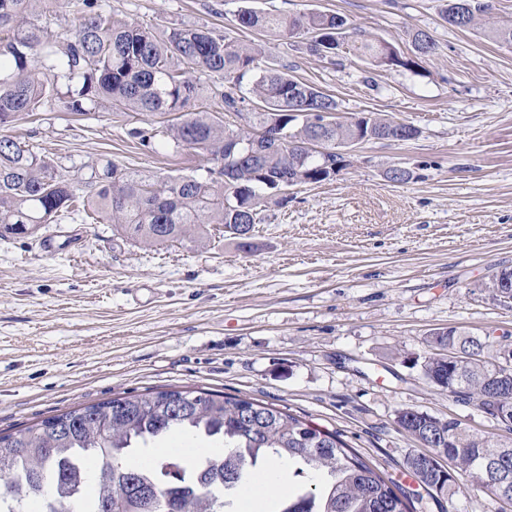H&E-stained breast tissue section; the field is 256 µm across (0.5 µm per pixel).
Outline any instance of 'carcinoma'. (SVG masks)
<instances>
[{
    "mask_svg": "<svg viewBox=\"0 0 512 512\" xmlns=\"http://www.w3.org/2000/svg\"><path fill=\"white\" fill-rule=\"evenodd\" d=\"M39 0H0V236L33 234L76 212L85 222L118 225L130 239L150 245L194 239L205 224L260 222L263 193L276 194L283 182L317 184L331 169L346 167L341 151L368 141H408L419 130L374 113L337 117L339 104L320 88L297 80L284 61H272L260 45H244L206 26L173 24L162 32L122 21L83 0L84 9L62 33L40 22ZM493 0H443L441 19L468 29L492 11ZM237 25L279 41L300 39L307 50L336 64L343 47L374 68L413 70L435 53L423 30L411 35L406 56L385 39L349 26L326 11L293 15L245 7ZM234 82L226 90L203 88L195 71ZM251 76L247 86L243 79ZM206 97L214 109L199 110ZM56 98L85 114L100 99L130 112L172 114L158 130L134 127L143 144L164 135L199 151L210 167L206 176H169L149 182L107 163L78 196L50 159L12 134L21 114L42 111ZM247 114L230 127L217 116ZM432 352L423 375L465 405L497 416L512 412V377L499 374L503 344L462 327L430 334ZM454 347L453 361L442 351ZM195 402L173 416L167 398ZM259 413L247 416L243 405ZM438 418L412 408L396 423L416 440L455 462L447 470L425 455L407 460L429 489L452 499L458 476L480 491L512 500V442L457 430L449 418L447 441L432 440ZM179 432L220 445L187 462L156 451L152 462L136 453ZM286 463L306 479L303 490L283 500L279 512H414L412 498L390 475L370 465L338 431L322 438L309 422L272 404L184 388L115 396L0 434V512H237L238 493L260 464ZM95 491L86 494L87 484Z\"/></svg>",
    "mask_w": 512,
    "mask_h": 512,
    "instance_id": "1",
    "label": "carcinoma"
}]
</instances>
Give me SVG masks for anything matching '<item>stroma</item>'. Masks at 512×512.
Listing matches in <instances>:
<instances>
[{
	"mask_svg": "<svg viewBox=\"0 0 512 512\" xmlns=\"http://www.w3.org/2000/svg\"><path fill=\"white\" fill-rule=\"evenodd\" d=\"M101 10L161 30L203 24L248 43L241 7L345 16L351 27L410 53L428 31L435 54L416 71L361 78L304 44H269L293 75L333 95L341 115L380 113L417 138L351 149L333 179L268 200L251 252L224 226L201 241L147 246L113 224L63 219L30 236L0 237V432L122 393L172 387L250 397L338 430L415 497L417 512H512L460 478L435 499L407 469L423 445L398 427L402 408L455 418L470 433L512 439L491 416L426 380L417 360L437 329L512 335V304L493 299L495 271L512 266V47L488 36L512 24L494 0L490 24L448 27L441 0H98ZM163 114L101 102L84 115L49 102L20 116L16 135L66 170L75 188L106 163L157 181L205 173L198 151L165 137L140 145L128 131ZM399 166L410 177L391 182Z\"/></svg>",
	"mask_w": 512,
	"mask_h": 512,
	"instance_id": "stroma-1",
	"label": "stroma"
}]
</instances>
